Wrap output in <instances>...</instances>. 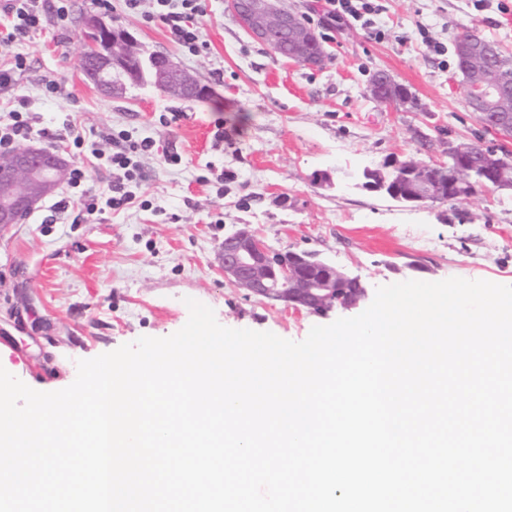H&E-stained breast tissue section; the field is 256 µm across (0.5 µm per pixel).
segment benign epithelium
<instances>
[{"mask_svg": "<svg viewBox=\"0 0 512 512\" xmlns=\"http://www.w3.org/2000/svg\"><path fill=\"white\" fill-rule=\"evenodd\" d=\"M228 7L237 14L240 25L263 44L269 43L275 35L287 36L288 62L316 69L324 65L322 55L308 54L313 37L311 28L298 15L282 7L280 0H228ZM479 47L475 38L456 42L459 68L468 79L478 66L487 65ZM135 48L136 42L129 34L111 37L106 51L94 45L87 46L83 55L95 60V67L87 73L88 78L108 94L117 90L112 82V65L130 55ZM152 81L156 87L186 98H192L202 90L192 76L168 57L162 58L154 67ZM393 84L390 76L380 74L375 77L370 92L385 106L400 105L402 101L392 94ZM498 98L497 94L475 98L470 107L481 114L492 113L500 132L511 135L512 113L499 108ZM448 153L455 155L453 166L440 163L435 168L434 180L414 183L413 201L436 200L440 188L452 186L463 173L475 172L485 180L494 181L504 164V159L497 153L484 150L479 165L475 166L452 142L448 143ZM9 156L8 170H0L1 226L17 223L19 216L53 194L66 166L61 155L37 147L14 149ZM389 169L395 181L410 179L415 174L416 164L409 158L394 159ZM219 258L224 267V278L260 300L301 306L322 315L333 309L341 292L336 287L335 269L306 252L272 250L248 224L224 236Z\"/></svg>", "mask_w": 512, "mask_h": 512, "instance_id": "7a95c632", "label": "benign epithelium"}]
</instances>
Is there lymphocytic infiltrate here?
<instances>
[{
  "label": "lymphocytic infiltrate",
  "mask_w": 512,
  "mask_h": 512,
  "mask_svg": "<svg viewBox=\"0 0 512 512\" xmlns=\"http://www.w3.org/2000/svg\"><path fill=\"white\" fill-rule=\"evenodd\" d=\"M125 13L142 17L148 22L163 24L176 40L191 53H199L197 20L206 13L203 0H122ZM47 22L43 0H0V43L7 45L44 28ZM27 98L15 96L14 106L0 120V146L13 145L34 131L37 118L27 110ZM54 142L65 145L77 162L70 169L61 191L60 209H73L75 222L97 216L101 208L117 210L134 198L128 186L143 179V158L155 155L154 141L132 139L125 131L106 133L105 148L92 149L97 166L106 167L112 180L105 187L86 189L88 170L81 160L85 139L72 129L54 134Z\"/></svg>",
  "instance_id": "obj_1"
}]
</instances>
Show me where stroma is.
<instances>
[{
  "mask_svg": "<svg viewBox=\"0 0 512 512\" xmlns=\"http://www.w3.org/2000/svg\"><path fill=\"white\" fill-rule=\"evenodd\" d=\"M323 38L325 67L285 62L243 29L226 0H206L198 21L204 47L189 54L165 26L96 0H69L67 21L0 46V65L26 59L0 107L25 95L48 133L75 125L87 142L109 130L153 139L143 159L137 201L72 223L60 193L19 223L0 227V366L43 392L66 388L76 363L142 336L166 337L186 323L191 297L228 328L304 340L311 328L357 309L325 315L272 308L228 284L218 259L225 234L251 225L271 249L318 254L377 287L452 277L512 285V191L457 205L402 204L365 190V168L413 155L416 133L446 142L482 137L512 152V138L485 131L465 101L453 43L469 30L512 53V0H380L377 34L327 24L324 0H290ZM98 17L127 29L147 52L170 57L206 86L185 100L148 84L108 96L85 77L79 59L83 21ZM427 36H420L419 28ZM406 85L419 107H376L367 87L378 72ZM61 95L46 96L43 78ZM168 124H161V116ZM223 144H216V130ZM179 155L169 165L164 153ZM328 172L333 187L313 178ZM287 205H280V196Z\"/></svg>",
  "mask_w": 512,
  "mask_h": 512,
  "instance_id": "stroma-1",
  "label": "stroma"
}]
</instances>
